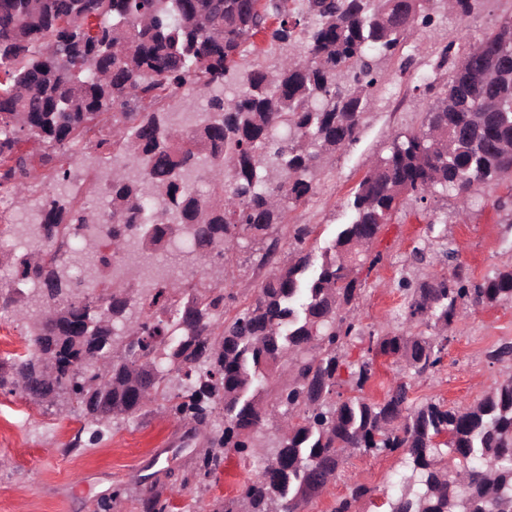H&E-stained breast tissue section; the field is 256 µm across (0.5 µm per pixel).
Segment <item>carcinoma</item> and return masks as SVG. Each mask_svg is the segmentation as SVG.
<instances>
[{"label":"carcinoma","mask_w":512,"mask_h":512,"mask_svg":"<svg viewBox=\"0 0 512 512\" xmlns=\"http://www.w3.org/2000/svg\"><path fill=\"white\" fill-rule=\"evenodd\" d=\"M306 2L316 23L304 26V57L241 73L237 58L257 36L293 44L301 18L285 0H0V193L28 205L35 184L21 143L30 140L54 186L39 196L26 251L0 252V266L29 283L22 297L0 288V309L15 308L28 336L26 353L0 359V389L64 399L90 424L168 405L199 424L207 444L183 485L211 486L231 453L259 467L213 512H304L354 450L402 451L405 473L387 512H512L511 375L463 407L411 408L402 379L380 401L361 396L379 354L398 357L413 378L433 373L466 300L512 302V267L473 284L458 262L448 276L404 284L406 320L433 336L367 334L352 309L357 271L380 261L370 245L403 199L451 191L464 219L481 185L512 177V63L498 57L512 44V19L474 41H448L436 67L454 81L425 85L419 130L397 134L368 169L350 223L316 260L309 224L292 225L281 251L286 207L313 193L323 156L357 141L382 63L401 41L441 8L463 24L483 0ZM198 94V122L174 126L164 101L178 96L189 111ZM79 143L101 165L84 200L62 163ZM176 171L197 172L208 195ZM100 195L105 208L92 201ZM180 237L191 248L179 263L193 275H145ZM76 238L96 257L91 282L132 243L139 261L88 290L57 264ZM242 239L263 243L253 263L271 268L246 304L224 288ZM101 303L112 316L92 312ZM366 338L367 354L349 360ZM343 369L355 395L337 400ZM275 420L281 434L269 444L263 427ZM445 453L451 469L441 466ZM372 492L356 481L332 512H353ZM138 502L141 512H170L150 488Z\"/></svg>","instance_id":"carcinoma-1"}]
</instances>
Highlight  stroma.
<instances>
[{
    "mask_svg": "<svg viewBox=\"0 0 512 512\" xmlns=\"http://www.w3.org/2000/svg\"><path fill=\"white\" fill-rule=\"evenodd\" d=\"M512 17V0H489L465 27L444 12L404 40L382 70L376 101L350 148L321 160L313 193L285 213L286 224H311L308 246L320 255L339 225L351 218L349 201L376 158L386 155L394 136L416 130L422 120L424 84L447 81L448 70L436 67L440 50L457 30L477 38L499 21ZM409 69H401L404 59ZM456 199L443 191L420 202L407 199L390 224L382 227L371 245L379 264L360 269L361 294L356 313L366 330L376 335L411 331L431 335L423 324L406 325L401 282L417 284L450 273L448 250H456L468 266L473 282L493 277L512 265V177L482 188L473 200L466 222L454 219ZM254 246L243 242L233 254L224 281L239 300H248L267 277L250 260ZM444 365L435 373L412 380L411 406L435 400L466 406L495 390L512 375L505 364L491 362L487 353L512 341V303L468 306L465 318L448 329ZM82 418L63 403L34 404L20 392L0 390V512H59L58 495L68 497L67 512H140L136 489L142 478L157 474L155 490L173 512H212L219 500L236 496L239 486L254 479L256 465L229 456L216 484L206 490L183 486L205 443L191 435L186 421L169 409L151 405L116 425L102 428V436L83 448H70L83 429ZM401 453L371 455L353 452L308 512H331L353 482L373 488L358 512H385L397 492L403 472Z\"/></svg>",
    "mask_w": 512,
    "mask_h": 512,
    "instance_id": "35a3bbf8",
    "label": "stroma"
}]
</instances>
